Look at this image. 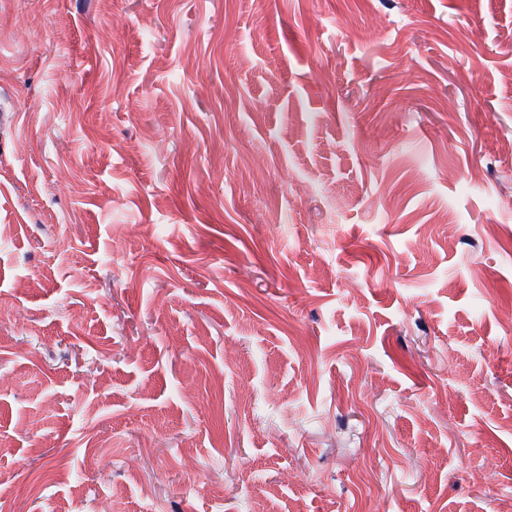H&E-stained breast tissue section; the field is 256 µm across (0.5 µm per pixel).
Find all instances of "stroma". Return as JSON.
<instances>
[{
  "instance_id": "1",
  "label": "stroma",
  "mask_w": 512,
  "mask_h": 512,
  "mask_svg": "<svg viewBox=\"0 0 512 512\" xmlns=\"http://www.w3.org/2000/svg\"><path fill=\"white\" fill-rule=\"evenodd\" d=\"M105 501L512 512V0H0V512Z\"/></svg>"
}]
</instances>
